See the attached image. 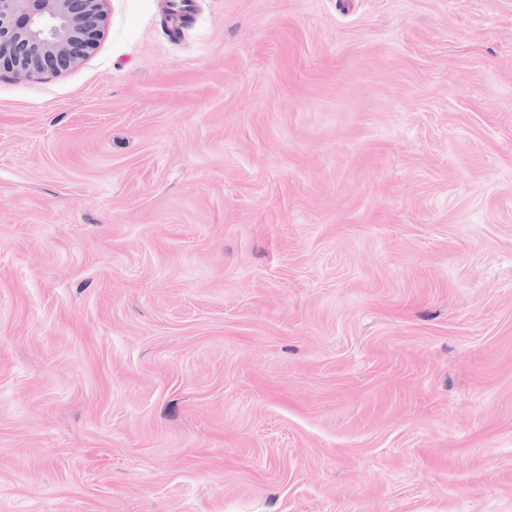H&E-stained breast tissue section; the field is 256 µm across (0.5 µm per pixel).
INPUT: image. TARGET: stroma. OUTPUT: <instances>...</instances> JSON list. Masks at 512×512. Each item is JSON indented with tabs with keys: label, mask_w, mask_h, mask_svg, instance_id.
<instances>
[{
	"label": "stroma",
	"mask_w": 512,
	"mask_h": 512,
	"mask_svg": "<svg viewBox=\"0 0 512 512\" xmlns=\"http://www.w3.org/2000/svg\"><path fill=\"white\" fill-rule=\"evenodd\" d=\"M167 4L0 72V512H512V0Z\"/></svg>",
	"instance_id": "1"
}]
</instances>
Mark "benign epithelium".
Instances as JSON below:
<instances>
[{
  "instance_id": "7a95c632",
  "label": "benign epithelium",
  "mask_w": 512,
  "mask_h": 512,
  "mask_svg": "<svg viewBox=\"0 0 512 512\" xmlns=\"http://www.w3.org/2000/svg\"><path fill=\"white\" fill-rule=\"evenodd\" d=\"M104 0H0V70L26 78L78 66L96 49Z\"/></svg>"
}]
</instances>
